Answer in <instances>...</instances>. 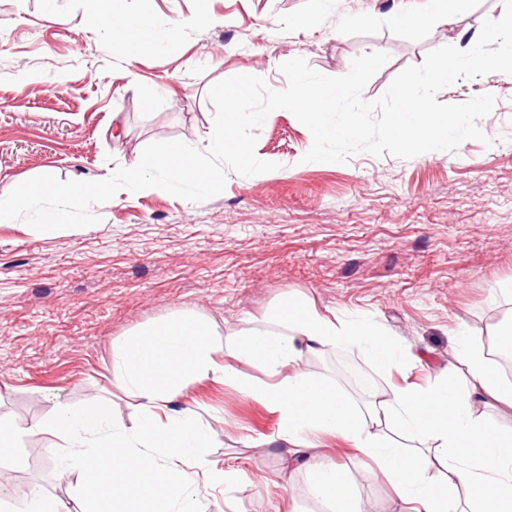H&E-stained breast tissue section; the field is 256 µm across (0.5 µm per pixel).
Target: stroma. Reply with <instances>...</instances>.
I'll list each match as a JSON object with an SVG mask.
<instances>
[{"instance_id": "35a3bbf8", "label": "stroma", "mask_w": 512, "mask_h": 512, "mask_svg": "<svg viewBox=\"0 0 512 512\" xmlns=\"http://www.w3.org/2000/svg\"><path fill=\"white\" fill-rule=\"evenodd\" d=\"M425 0H136L157 52L132 54L111 36L108 0H0V191L42 174L97 181L128 166L155 141L206 148L221 79L252 74L287 86L281 63L304 58L341 76L354 57L389 61L363 96H380L405 67L444 45L469 49L503 0H467L454 24L423 20ZM415 16L412 24L397 23ZM493 94L476 140L456 151L404 160L357 154L344 163L303 162L310 131L289 111H272L256 154L276 170L229 174L201 202L167 192L119 191L92 206L98 224L39 232L0 223V419L20 427L58 406L107 400L126 425L138 399L112 375L113 351L135 330L181 314L210 320L217 334L266 324L294 294L347 319L369 318L412 345L417 367L376 375L378 387L434 377L465 327L480 339L512 320V80L492 73L441 90L444 104ZM366 367L347 349L308 357L305 368L363 400L343 363ZM214 432L205 455L233 467L229 493L206 512H325L309 498L277 442L278 416L238 389L208 379L177 400ZM49 435L26 437L14 473L70 503L75 475L52 460ZM292 484V495L281 491ZM356 492L369 512H403L372 473ZM70 512H79L72 507Z\"/></svg>"}]
</instances>
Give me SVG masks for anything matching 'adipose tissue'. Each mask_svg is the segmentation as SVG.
Wrapping results in <instances>:
<instances>
[{
    "mask_svg": "<svg viewBox=\"0 0 512 512\" xmlns=\"http://www.w3.org/2000/svg\"><path fill=\"white\" fill-rule=\"evenodd\" d=\"M106 26L134 51L154 47L134 7L108 14ZM213 334L211 322L193 314L131 334L115 350L112 372L141 402L138 428H126L105 402L90 410L62 406L24 429L0 421V464L24 435H51L66 450L60 466L77 473L83 512H205L210 490L231 488L237 472L207 460L210 431L172 404L212 377L274 410L277 440L330 512H365L353 488L366 471L386 480L404 512H512V427L491 415L512 411V379L483 341L460 333L442 376L391 385L359 405L303 363L335 349L358 350L380 373L418 361L411 346L368 319L329 317L286 296L270 327L225 335L220 344ZM232 356L255 362L260 377L242 376ZM327 434L351 444V466L318 452Z\"/></svg>",
    "mask_w": 512,
    "mask_h": 512,
    "instance_id": "adipose-tissue-1",
    "label": "adipose tissue"
}]
</instances>
